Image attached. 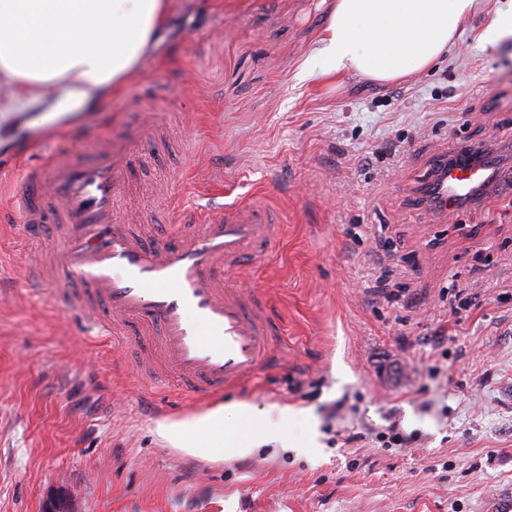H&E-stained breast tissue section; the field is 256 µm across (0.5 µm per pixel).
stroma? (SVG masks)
<instances>
[{"mask_svg": "<svg viewBox=\"0 0 512 512\" xmlns=\"http://www.w3.org/2000/svg\"><path fill=\"white\" fill-rule=\"evenodd\" d=\"M504 5L477 0L433 69L381 83L321 75V0H174L120 93L75 123L48 122L44 104L22 114L0 198L43 150L94 146L159 112L181 128L168 149L148 144L138 176L166 179L188 209L264 191L283 237L246 273L280 336L271 366L223 396L146 385L122 349L30 297V240L0 216V512H498L512 499V193L449 220L417 195L465 144L512 176V37L486 39ZM120 205L152 213L137 227L147 239L176 229L141 193ZM381 267L399 277L395 303L370 286ZM160 395L171 421L292 407L290 445L194 456L140 409ZM396 427L415 433L409 447L388 446Z\"/></svg>", "mask_w": 512, "mask_h": 512, "instance_id": "35a3bbf8", "label": "stroma"}]
</instances>
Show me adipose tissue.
I'll list each match as a JSON object with an SVG mask.
<instances>
[{"label": "adipose tissue", "instance_id": "adipose-tissue-1", "mask_svg": "<svg viewBox=\"0 0 512 512\" xmlns=\"http://www.w3.org/2000/svg\"><path fill=\"white\" fill-rule=\"evenodd\" d=\"M475 0H333L314 58L323 74L349 70L391 81L432 65ZM170 0H0V128L55 91L68 102L119 93L165 24ZM294 409L231 403L157 435L203 459L232 458L279 439Z\"/></svg>", "mask_w": 512, "mask_h": 512}]
</instances>
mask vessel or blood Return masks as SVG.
<instances>
[{"instance_id": "obj_1", "label": "vessel or blood", "mask_w": 512, "mask_h": 512, "mask_svg": "<svg viewBox=\"0 0 512 512\" xmlns=\"http://www.w3.org/2000/svg\"><path fill=\"white\" fill-rule=\"evenodd\" d=\"M145 141L110 138L71 164L45 152L24 169L6 207L25 228L53 222L63 233L59 243L35 235L39 248H53L63 276L33 275V287L54 292L99 335L134 352L141 380L213 398L271 364L280 329L240 271L270 252L283 226L255 196L205 209L173 239L135 236L138 216L121 215L115 203L131 188ZM504 181L494 153L475 158L462 147L439 159L424 187L448 215Z\"/></svg>"}]
</instances>
